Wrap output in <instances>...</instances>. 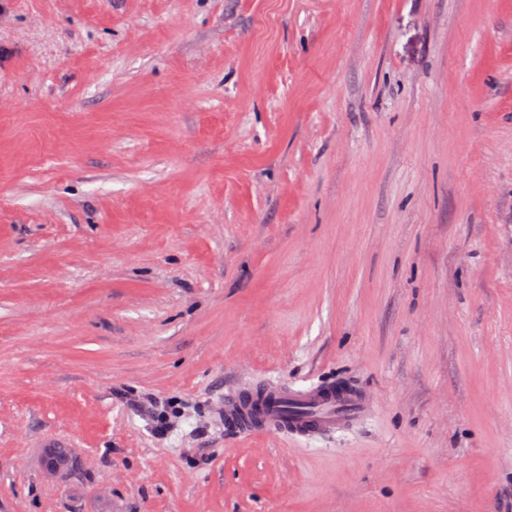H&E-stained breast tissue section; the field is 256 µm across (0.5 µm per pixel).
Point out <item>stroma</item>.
<instances>
[{
  "mask_svg": "<svg viewBox=\"0 0 512 512\" xmlns=\"http://www.w3.org/2000/svg\"><path fill=\"white\" fill-rule=\"evenodd\" d=\"M0 512H512V0H0ZM254 398L246 400L240 393L224 397V420L238 434L249 433L255 420L264 426L280 428L288 435L308 438L313 435L329 436L343 424L358 421L367 411L368 402L357 387L345 389L343 394L335 387L311 386L288 391H248ZM286 402L308 412L305 417L283 419ZM131 405L140 413L153 418L156 422V433L163 435L168 428L167 411L162 402H158L152 396H145L131 403Z\"/></svg>",
  "mask_w": 512,
  "mask_h": 512,
  "instance_id": "35a3bbf8",
  "label": "stroma"
}]
</instances>
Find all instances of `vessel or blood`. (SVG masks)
Instances as JSON below:
<instances>
[{"label":"vessel or blood","mask_w":512,"mask_h":512,"mask_svg":"<svg viewBox=\"0 0 512 512\" xmlns=\"http://www.w3.org/2000/svg\"><path fill=\"white\" fill-rule=\"evenodd\" d=\"M224 419L237 433L245 434L256 421L282 429L296 437L329 436L343 424L358 421L368 402L358 388L336 392L332 387L311 386L288 391L265 390L253 399L242 394L226 395Z\"/></svg>","instance_id":"1"}]
</instances>
